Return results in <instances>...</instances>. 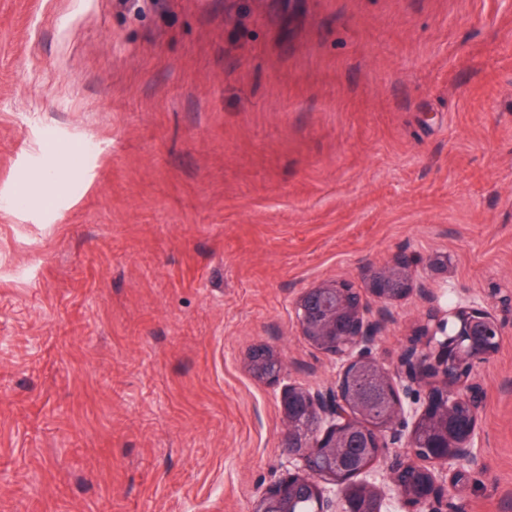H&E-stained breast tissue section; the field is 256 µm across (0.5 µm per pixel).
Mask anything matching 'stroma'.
I'll return each instance as SVG.
<instances>
[{
	"instance_id": "35a3bbf8",
	"label": "stroma",
	"mask_w": 512,
	"mask_h": 512,
	"mask_svg": "<svg viewBox=\"0 0 512 512\" xmlns=\"http://www.w3.org/2000/svg\"><path fill=\"white\" fill-rule=\"evenodd\" d=\"M437 252L431 288L512 293V0H0V512H252L281 394L341 371L296 299ZM500 317L481 466L430 512H512ZM251 356L256 358L255 361L258 364L265 365L266 367V371L263 372L260 380L265 381V383H275L280 379L283 363L276 353L266 349H259L254 351Z\"/></svg>"
}]
</instances>
